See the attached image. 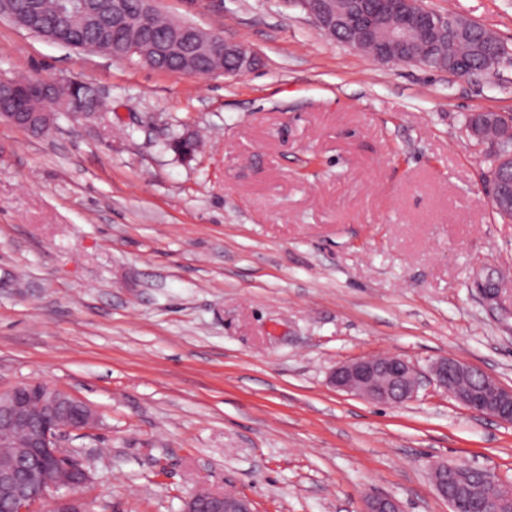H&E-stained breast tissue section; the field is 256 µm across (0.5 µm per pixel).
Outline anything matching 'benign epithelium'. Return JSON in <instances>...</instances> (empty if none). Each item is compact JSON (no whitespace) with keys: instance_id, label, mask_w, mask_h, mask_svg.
Returning <instances> with one entry per match:
<instances>
[{"instance_id":"benign-epithelium-1","label":"benign epithelium","mask_w":512,"mask_h":512,"mask_svg":"<svg viewBox=\"0 0 512 512\" xmlns=\"http://www.w3.org/2000/svg\"><path fill=\"white\" fill-rule=\"evenodd\" d=\"M429 27L440 29L459 22L424 6L422 0H405ZM194 37L205 36L206 49L215 56H231L236 72L244 73L254 64L245 47L203 32L193 25ZM386 37L394 44L411 47L416 33L406 23L385 24ZM329 383L370 402L402 406L413 400L425 385H433L477 416H487L512 424V388L489 374L451 357L436 360L428 371L418 370L400 356H377L341 362L331 371ZM96 411L86 402L43 382L17 385L0 390V441L16 431L27 433L19 457L0 467V485L10 490L12 512H34L51 501L52 512H87L85 501L71 491L85 486L89 475L61 463L66 449L61 439L72 431H88L97 424ZM431 480L439 496L448 501L450 512H472L480 498L485 512H507L512 496L497 494V481L485 471L484 487L464 489L461 479L473 472L467 466L438 463L430 468ZM185 512H254L251 500L240 493L207 488L195 490L186 500ZM362 512H401L388 497H368Z\"/></svg>"}]
</instances>
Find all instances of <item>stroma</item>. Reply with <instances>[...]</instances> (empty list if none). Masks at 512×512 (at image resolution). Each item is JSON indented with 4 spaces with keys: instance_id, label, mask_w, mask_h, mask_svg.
Listing matches in <instances>:
<instances>
[{
    "instance_id": "stroma-1",
    "label": "stroma",
    "mask_w": 512,
    "mask_h": 512,
    "mask_svg": "<svg viewBox=\"0 0 512 512\" xmlns=\"http://www.w3.org/2000/svg\"><path fill=\"white\" fill-rule=\"evenodd\" d=\"M512 44V0H424ZM236 41L243 74H169L0 17V76L77 81L104 119L0 122V390L90 404L71 432L89 512H182L206 484L254 512H449L430 467L512 486V425L433 386L400 407L336 391L337 363L454 357L512 387V221L484 189L469 113L512 114V65L479 81L380 64L287 0H157ZM204 145L184 161L174 132ZM498 295L486 301L489 271Z\"/></svg>"
}]
</instances>
